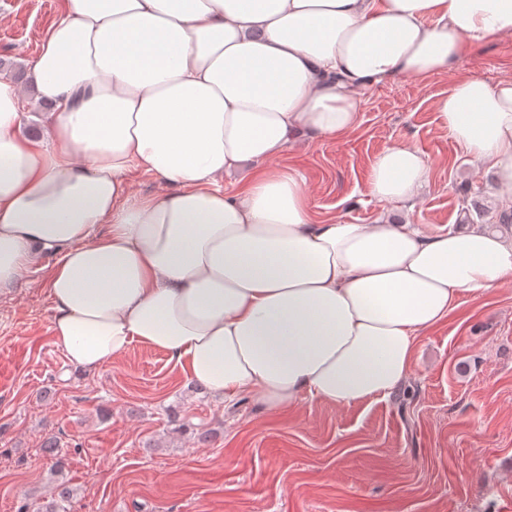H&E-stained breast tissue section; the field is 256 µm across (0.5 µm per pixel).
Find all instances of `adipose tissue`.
Listing matches in <instances>:
<instances>
[{
    "label": "adipose tissue",
    "instance_id": "obj_1",
    "mask_svg": "<svg viewBox=\"0 0 512 512\" xmlns=\"http://www.w3.org/2000/svg\"><path fill=\"white\" fill-rule=\"evenodd\" d=\"M511 32L512 0H64L33 64L55 107L40 139L0 80V293L55 254L51 331L87 372L140 343L214 397L273 411L388 396L421 331L512 280V240L384 214L317 224L275 162L297 136L354 130L367 89ZM435 110L511 210L512 79L458 80ZM247 161L262 173L224 192ZM134 169L166 192L141 194ZM430 174L400 141L369 190L410 202Z\"/></svg>",
    "mask_w": 512,
    "mask_h": 512
}]
</instances>
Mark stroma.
Returning a JSON list of instances; mask_svg holds the SVG:
<instances>
[{"label":"stroma","mask_w":512,"mask_h":512,"mask_svg":"<svg viewBox=\"0 0 512 512\" xmlns=\"http://www.w3.org/2000/svg\"><path fill=\"white\" fill-rule=\"evenodd\" d=\"M63 0H0V80L43 118L32 63ZM512 77V34L471 46L454 70L397 78L362 97L359 126L338 139L300 136L280 164L311 193L316 223L372 224L381 213L429 233L499 215L492 170L468 163L441 125L437 97L455 80ZM408 141L431 164L414 206L369 193L374 158ZM44 254L0 296V512L70 489L66 512H512V282L459 297L417 336L405 383L340 407L308 396L282 411L196 389L158 350L132 344L95 372L52 337ZM208 432L206 442L197 435ZM61 448V468L41 450Z\"/></svg>","instance_id":"obj_1"}]
</instances>
